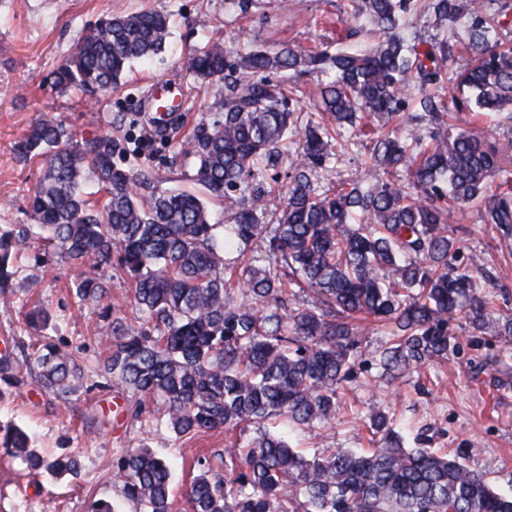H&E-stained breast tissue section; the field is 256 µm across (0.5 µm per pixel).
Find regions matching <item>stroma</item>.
<instances>
[{
	"label": "stroma",
	"mask_w": 512,
	"mask_h": 512,
	"mask_svg": "<svg viewBox=\"0 0 512 512\" xmlns=\"http://www.w3.org/2000/svg\"><path fill=\"white\" fill-rule=\"evenodd\" d=\"M235 0H0V233L27 223L26 194L39 177L36 165L17 161L13 146L36 120L75 129L84 137H121L145 152L160 151L178 159L181 139L210 120V105L224 90L211 79L195 85L179 59L182 52L205 46L221 35L226 46L246 43L275 51L288 46L301 52L336 50L344 29L352 26L348 0H254L247 15ZM152 8L170 15L172 53L150 68L129 71L116 92L87 101L80 91H59L45 80L70 54L81 32L112 11L132 13ZM157 80H173L183 90V105L173 116L171 145H162L141 114L143 98ZM454 124L475 128L512 155V117L500 112L480 119L465 112ZM451 226L460 246L481 253L485 265L507 288L495 297V313L512 311V238L485 230L476 208L455 212ZM8 287L0 288V342L30 343L44 336L65 349L78 350L85 366L86 392L61 401L45 392L26 370L12 384L0 382V424L22 427L31 445L44 454L77 451L76 477L30 476L19 461L0 450V512H94L98 503L122 502L114 464L126 451L147 447L171 463L172 510L191 512L187 487L199 463L223 452L239 439L240 429H218L191 440H176L167 426L161 400L105 387L95 370L106 354L110 311L131 309L132 284L118 264L102 265L97 274L110 288V310L78 304L72 282L77 269L59 253L30 244L19 246ZM485 353L471 334H464L454 357L431 364L426 377L410 375L393 383L364 377L344 384L341 414L334 429L312 433L292 430V448H366L369 430L362 412L377 405L389 412L403 433L428 429L435 448H471L472 469L488 473L498 490L512 493V358L474 373Z\"/></svg>",
	"instance_id": "1"
}]
</instances>
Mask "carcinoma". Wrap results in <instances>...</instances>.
<instances>
[{"mask_svg": "<svg viewBox=\"0 0 512 512\" xmlns=\"http://www.w3.org/2000/svg\"><path fill=\"white\" fill-rule=\"evenodd\" d=\"M350 2L353 17L372 24L359 48L234 52L218 38L183 57L194 79L224 80L215 119L180 149L193 166L189 179L228 203L224 236L202 198L158 189L152 166L116 163L112 137L87 139L39 120L14 145L41 171L27 195L31 223L0 237V280L10 277L12 250L32 240L75 266L117 258L141 317L112 320L102 378L163 400L178 440L254 428L244 445L216 454L224 474L201 464L190 484L193 512H512V495L460 456L426 449L425 433L405 447L379 407L366 414L377 448L305 456L276 431L333 427L338 391L355 380L359 360L386 380L419 373L460 351L463 325L497 342V358L512 357V315L490 311L494 275L450 228L454 206L477 203L483 224L511 235L512 167L476 130L448 124L451 106L512 110V48L501 41L512 22L491 0H428L439 27L465 20L472 62L459 70L453 33L399 32L419 0ZM169 37L170 19L157 10L111 14L47 80L96 101L132 63L164 53ZM287 70L327 77L316 109L331 123L301 124L297 100L269 78ZM445 83L468 96L449 105L430 92ZM367 116L381 126L367 127ZM346 130L365 137L368 155L358 177L326 187L318 171L340 161L344 150L332 141ZM284 159L281 216L260 224L268 172ZM402 169L404 184L380 177ZM89 179L104 193L99 207L84 195ZM231 248L252 251L234 283L224 277ZM75 294L98 306L109 290L86 272ZM369 321L388 336L376 347ZM22 366L56 398L83 387L82 365L51 341L21 360L0 354L4 379ZM0 447L34 476H76L81 467L73 453L40 454L16 425L0 427ZM115 474L135 512H172L170 466L153 450L122 455Z\"/></svg>", "mask_w": 512, "mask_h": 512, "instance_id": "1", "label": "carcinoma"}]
</instances>
